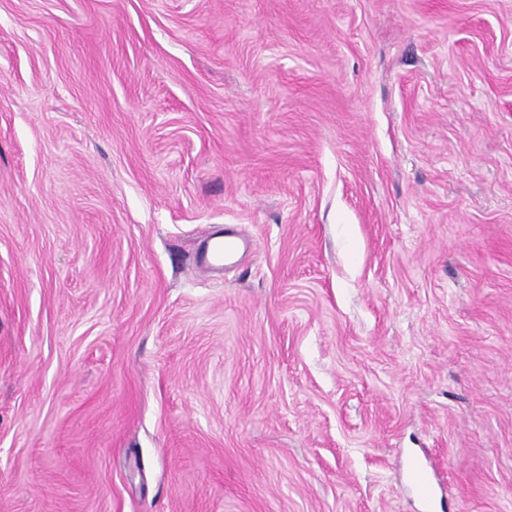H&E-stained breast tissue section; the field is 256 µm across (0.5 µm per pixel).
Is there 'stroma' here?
<instances>
[{
  "mask_svg": "<svg viewBox=\"0 0 512 512\" xmlns=\"http://www.w3.org/2000/svg\"><path fill=\"white\" fill-rule=\"evenodd\" d=\"M413 452L512 512V0H0V512H424ZM240 249V242L233 234L224 235V240H217L206 245L200 256L201 261L208 264L223 265V262L232 259Z\"/></svg>",
  "mask_w": 512,
  "mask_h": 512,
  "instance_id": "obj_1",
  "label": "stroma"
}]
</instances>
